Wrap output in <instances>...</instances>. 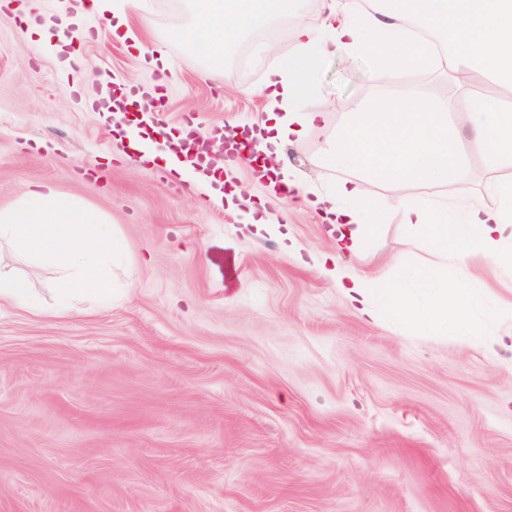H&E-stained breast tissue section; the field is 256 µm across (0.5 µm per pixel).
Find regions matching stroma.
I'll list each match as a JSON object with an SVG mask.
<instances>
[{"instance_id":"obj_1","label":"stroma","mask_w":512,"mask_h":512,"mask_svg":"<svg viewBox=\"0 0 512 512\" xmlns=\"http://www.w3.org/2000/svg\"><path fill=\"white\" fill-rule=\"evenodd\" d=\"M188 0H151L133 19L167 68H141L131 42L88 12L75 23L88 66L51 52L12 13H0V208L47 183L98 209L121 252L102 275L112 299L73 301L58 316L60 270L12 254L39 292L35 316L0 303V512H512V273L470 252L465 263L399 220L402 197L486 198L512 162L490 168L469 142L458 97L448 116L462 178L402 191L368 184L376 236L354 254L423 305L462 280L478 335H420L383 304L361 316L317 263L336 237L302 196L267 207L247 164L229 175L235 204L192 191L193 175L123 153L104 109L102 76L157 88L154 122L255 130L268 101L255 89L295 57L287 20L263 23L213 66L182 39ZM363 54L326 61L303 108L319 127L292 138L281 162L325 193L339 170L324 142L372 101L417 90L449 95L448 72L418 69L378 81Z\"/></svg>"}]
</instances>
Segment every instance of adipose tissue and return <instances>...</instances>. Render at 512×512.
<instances>
[{
  "instance_id": "obj_1",
  "label": "adipose tissue",
  "mask_w": 512,
  "mask_h": 512,
  "mask_svg": "<svg viewBox=\"0 0 512 512\" xmlns=\"http://www.w3.org/2000/svg\"><path fill=\"white\" fill-rule=\"evenodd\" d=\"M192 24L180 37L208 62L223 60L226 49L257 24L293 17V38L298 55L293 64L268 73L259 92L270 104V123L257 133V149L278 157L280 147L316 127L320 113L301 110L299 103L313 87L316 73L326 60L350 52L371 56L376 78L431 66L425 47L410 40L416 27L443 44L449 68L464 67L512 88V0H378L372 9L356 0H324L320 27L307 25L295 0H193ZM31 6L11 5L29 33L50 40L62 51L68 40V18L53 20L34 15ZM82 14H107V26L119 40L134 39L129 12L144 15L147 0H77ZM454 99L429 104L413 92L379 99L354 115L325 144L322 162L344 170L330 193L317 196L321 216L335 225L338 252L319 270L334 281H349L348 296L361 307L380 300L396 318L421 332L449 331L465 338L475 333V320L456 287L434 291L427 304L410 303L398 285L378 286L374 277L358 273L346 250L349 243L373 238L377 227L363 223L373 213L374 199L366 196L358 179L347 172L356 169L376 183L397 190L408 184L436 186L459 176L457 141L448 129ZM150 114L123 124L132 151L142 159L162 158L168 170L184 174L189 162L172 150L156 152L140 126ZM472 144L490 164L512 156V112L500 103L472 98L467 112ZM492 204L461 196L455 200L433 198L423 202L403 199L399 216L409 230L427 235L444 253L465 260L480 251L512 269V180L497 179L487 186ZM17 247L36 260L67 270L60 289L59 309L67 311L74 299L93 294L98 300L112 296V282L92 271L111 259L114 242L102 215L75 203L49 184L32 185L19 206L0 210V243Z\"/></svg>"
}]
</instances>
